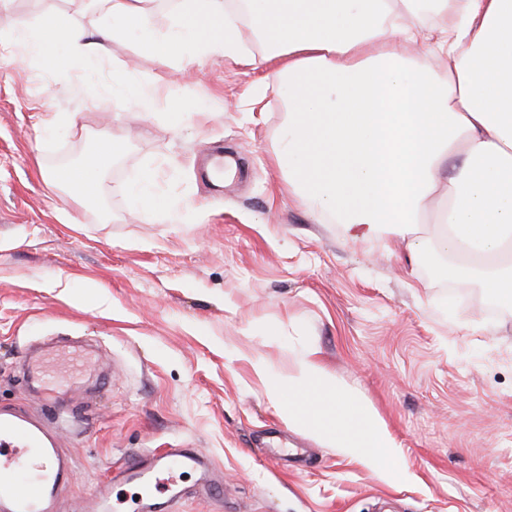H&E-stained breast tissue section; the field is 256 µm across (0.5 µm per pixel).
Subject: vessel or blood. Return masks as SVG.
<instances>
[{"mask_svg":"<svg viewBox=\"0 0 512 512\" xmlns=\"http://www.w3.org/2000/svg\"><path fill=\"white\" fill-rule=\"evenodd\" d=\"M27 383L38 389L50 417L35 418L12 406L0 407V512H55L72 473L58 429L75 414L59 401L44 360L35 361ZM209 463L196 449L164 448L148 456L128 457L120 466L121 478L135 487V496H114L111 480H104L92 512H143L156 492L177 490L182 472L203 471Z\"/></svg>","mask_w":512,"mask_h":512,"instance_id":"b4317fda","label":"vessel or blood"}]
</instances>
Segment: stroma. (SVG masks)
I'll list each match as a JSON object with an SVG mask.
<instances>
[{
  "instance_id": "stroma-1",
  "label": "stroma",
  "mask_w": 512,
  "mask_h": 512,
  "mask_svg": "<svg viewBox=\"0 0 512 512\" xmlns=\"http://www.w3.org/2000/svg\"><path fill=\"white\" fill-rule=\"evenodd\" d=\"M53 13L111 21L76 0L0 10V406L41 414L22 368L53 337L97 340L91 370L109 375L91 392L72 364L53 369L88 422L61 436L59 512H87L108 467L170 446L207 454L223 494L197 497L188 472L169 512H512V309L455 287L446 260H409L405 242L351 243L289 196L271 160L286 95L266 69L188 53L163 66L128 35L107 41L92 83L77 62H11ZM118 76L159 90L148 116L129 118ZM174 112L199 118L177 130ZM103 138L125 149L78 204L49 175ZM218 153L238 166L217 184ZM155 164L167 206L149 216L124 186ZM308 349L386 422L394 468L282 421L253 363L286 371ZM281 437L310 463L273 453Z\"/></svg>"
}]
</instances>
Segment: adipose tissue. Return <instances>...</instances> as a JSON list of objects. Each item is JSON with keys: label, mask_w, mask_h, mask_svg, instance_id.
I'll list each match as a JSON object with an SVG mask.
<instances>
[{"label": "adipose tissue", "mask_w": 512, "mask_h": 512, "mask_svg": "<svg viewBox=\"0 0 512 512\" xmlns=\"http://www.w3.org/2000/svg\"><path fill=\"white\" fill-rule=\"evenodd\" d=\"M162 64L187 48L255 68L278 67L288 118L273 161L288 191L321 219L343 225L358 243L382 233L425 246L416 227L435 226L451 276L476 279L512 308V0H178L159 28L147 0H90ZM246 16L259 53L238 32ZM110 34L51 14L27 29L18 63L63 41L66 61L93 72ZM111 140L55 183L93 199L119 157ZM268 400L288 427L308 428L351 458L390 464L395 442L356 392L303 353L292 371L269 373Z\"/></svg>", "instance_id": "ef3b65f1"}]
</instances>
